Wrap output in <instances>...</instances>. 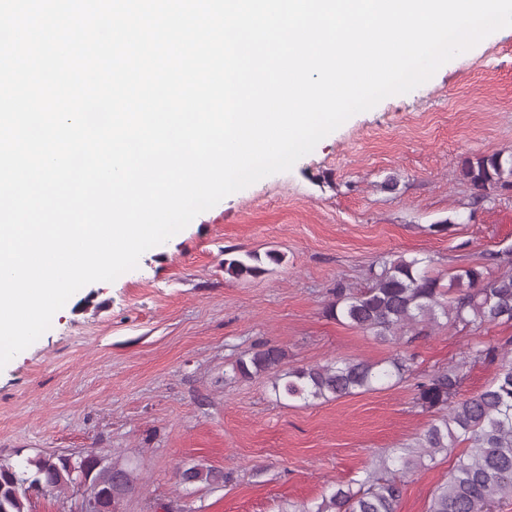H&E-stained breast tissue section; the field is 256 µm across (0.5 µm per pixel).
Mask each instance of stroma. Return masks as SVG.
I'll list each match as a JSON object with an SVG mask.
<instances>
[{
  "instance_id": "35a3bbf8",
  "label": "stroma",
  "mask_w": 512,
  "mask_h": 512,
  "mask_svg": "<svg viewBox=\"0 0 512 512\" xmlns=\"http://www.w3.org/2000/svg\"><path fill=\"white\" fill-rule=\"evenodd\" d=\"M512 153V28L453 58L430 81L355 114L291 170L197 215L114 282H95L0 370V461L108 450L140 475L123 512H293L364 469L396 476L391 452L437 420L417 377L495 345L512 324L452 326L395 345L330 318L336 286L362 288L381 257L427 256L448 279L512 251V190L476 201L461 164ZM282 254L255 278L224 252ZM283 347L291 366L395 354L412 372L381 389L307 404L276 400L267 377L236 379L237 357ZM455 453L405 477L397 512H427ZM202 463L224 484L179 485Z\"/></svg>"
}]
</instances>
